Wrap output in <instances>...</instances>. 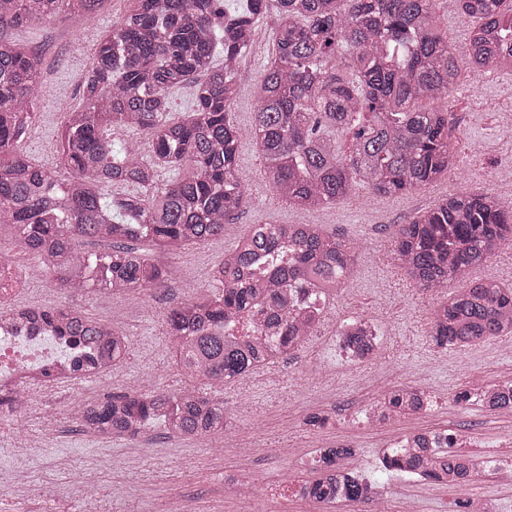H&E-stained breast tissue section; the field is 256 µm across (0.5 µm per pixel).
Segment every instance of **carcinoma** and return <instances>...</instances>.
Here are the masks:
<instances>
[{
    "label": "carcinoma",
    "mask_w": 512,
    "mask_h": 512,
    "mask_svg": "<svg viewBox=\"0 0 512 512\" xmlns=\"http://www.w3.org/2000/svg\"><path fill=\"white\" fill-rule=\"evenodd\" d=\"M64 2L88 15L103 0H0V30L51 20ZM439 10L472 22L463 54L437 26ZM268 14L269 0H135L97 44L82 104L66 115L64 182L20 148L41 77L32 51L0 37V225L14 228L20 252L36 258L69 296L163 288L176 276L166 257L224 236L250 204L237 177L246 136L258 147L265 182L300 209L325 208L361 190L394 196L450 179L461 163L451 137L453 90L469 77L512 69L507 0H276L275 51L258 84L254 125L244 133L230 112L238 95L233 62ZM185 86L194 101L175 119L169 97ZM423 100L446 108L422 111ZM134 129L150 154L116 136ZM345 130L355 131L347 154L336 139ZM161 168L173 176L159 179ZM115 185L130 192L106 193ZM142 239L151 251L131 246ZM92 240L109 242L110 251H85ZM505 247H512V207L491 191L450 194L395 229L389 258L413 285H458L431 312L438 346L473 347L512 335V289L472 276ZM358 248L319 224L251 225L211 268L212 287L163 315L179 368L205 383L178 391L144 386L80 402L74 413L81 426L136 439L157 420L184 439L225 437L224 386L305 345L324 322L329 290L356 275ZM241 315L262 317L276 351L224 335ZM22 329L65 339L73 351L69 380L96 376L129 353L124 328L76 304L41 308ZM343 348L350 358L378 357L375 325L359 324ZM428 402L416 386L399 384L373 411L380 420L413 416ZM483 402L512 412V382ZM417 442L400 453L381 449L384 467L450 487L471 476V458L446 447L448 435L435 440L426 432ZM354 453L343 445L323 449L322 465L299 495L331 506L381 490L344 469Z\"/></svg>",
    "instance_id": "cac0c4a2"
}]
</instances>
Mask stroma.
Wrapping results in <instances>:
<instances>
[{
	"label": "stroma",
	"instance_id": "obj_1",
	"mask_svg": "<svg viewBox=\"0 0 512 512\" xmlns=\"http://www.w3.org/2000/svg\"><path fill=\"white\" fill-rule=\"evenodd\" d=\"M133 0H105L93 15L60 16L50 22H27L0 30V36L32 50L44 90L35 100L36 115L21 143L23 152L45 168H54L60 130L67 112L82 101L92 67L91 54L74 53V41L96 44L133 8ZM274 48V24L265 22L252 46L242 52L237 80L239 94L232 107L236 124L248 129L256 110V88ZM458 124L454 131L461 169L453 184L440 183L424 191L392 198L366 193L314 210L288 207L266 185L262 160L251 141H244L239 178L252 202L234 220V234L191 246L176 256L180 278L145 295L101 298L88 293L76 304L106 323L130 333L126 359L97 381L59 383L36 395L24 418L0 417V512H325L324 507L292 493L245 501L231 493L227 477L260 482L272 476L295 478L299 461H311L318 449L336 444L357 448L362 475L382 481L392 512H459L463 489L425 483L398 472L384 471L381 448L411 431H446L468 440L501 444L500 456L512 461V419L472 406L461 408L455 397L468 378L488 382L512 380V351L491 342L477 348L444 350L429 336L426 309L436 294L416 290L385 259L395 225L409 223L417 211L434 204L449 190H492L512 199L507 185L491 182V174L506 176L503 163L512 144L503 140V123L512 116V72L478 76L454 94ZM480 152H472V145ZM318 224L331 234L358 240L356 277L329 298L325 322L300 351L281 357L267 369L230 384L224 409L239 439L253 449H225L214 454L209 440H186L163 426H150L136 440L108 438L84 432L72 420L75 402H100L120 394L141 379L173 390L183 384L163 335L162 314L174 302L209 288V270L253 224ZM0 259L18 261L23 271L39 276L36 292L17 296V303L53 307L67 295L41 275L37 259L17 254L9 226L0 227ZM373 314L382 344V359L352 366L337 338L339 325L355 312ZM416 381L428 385L434 402L416 418L391 419L364 428L355 411L378 398L380 387ZM325 416L324 426H310L312 415ZM56 432L27 459L30 491L14 496L9 480L15 471L16 429L42 435L45 419ZM43 436V435H42ZM93 473L94 485L82 482Z\"/></svg>",
	"mask_w": 512,
	"mask_h": 512
}]
</instances>
